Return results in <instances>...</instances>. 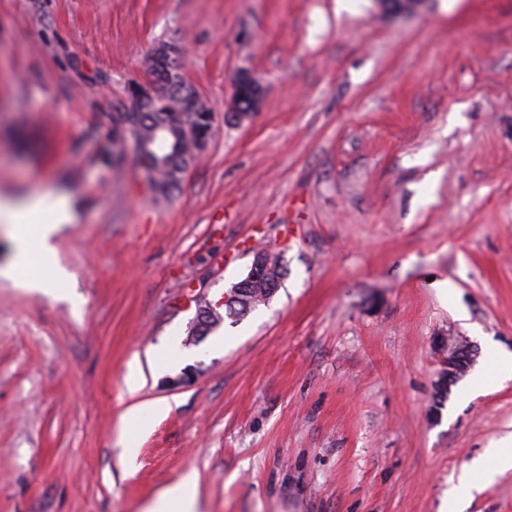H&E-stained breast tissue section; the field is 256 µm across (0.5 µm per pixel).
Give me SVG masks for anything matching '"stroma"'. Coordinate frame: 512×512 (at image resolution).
Wrapping results in <instances>:
<instances>
[{
  "label": "stroma",
  "mask_w": 512,
  "mask_h": 512,
  "mask_svg": "<svg viewBox=\"0 0 512 512\" xmlns=\"http://www.w3.org/2000/svg\"><path fill=\"white\" fill-rule=\"evenodd\" d=\"M165 42L214 115L168 199L112 163ZM32 190L70 200L83 305L0 277V512H142L187 475L198 512H512V469L473 468L512 444V378L470 390L512 353V0H0V194ZM260 250L285 275L232 321ZM260 97L258 83L247 73H241L235 83L237 115L250 114L256 107Z\"/></svg>",
  "instance_id": "1"
}]
</instances>
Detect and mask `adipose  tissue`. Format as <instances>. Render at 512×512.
I'll return each mask as SVG.
<instances>
[{"label": "adipose tissue", "mask_w": 512, "mask_h": 512, "mask_svg": "<svg viewBox=\"0 0 512 512\" xmlns=\"http://www.w3.org/2000/svg\"><path fill=\"white\" fill-rule=\"evenodd\" d=\"M75 215L66 197L35 190L21 199H0V220L8 226V233L16 244L12 264L6 277L19 274L30 251H37L48 269L47 275H32L24 287L50 290L68 280L69 274L57 258L52 240L62 225L72 223Z\"/></svg>", "instance_id": "1"}]
</instances>
